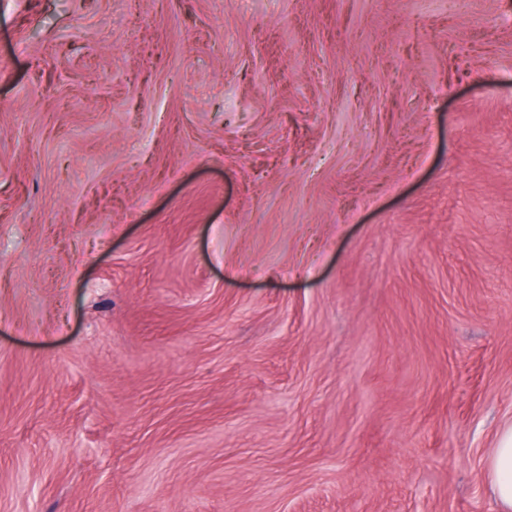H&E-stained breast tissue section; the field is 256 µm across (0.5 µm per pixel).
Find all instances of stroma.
Segmentation results:
<instances>
[{"label":"stroma","mask_w":512,"mask_h":512,"mask_svg":"<svg viewBox=\"0 0 512 512\" xmlns=\"http://www.w3.org/2000/svg\"><path fill=\"white\" fill-rule=\"evenodd\" d=\"M512 0H0V512H500Z\"/></svg>","instance_id":"35a3bbf8"}]
</instances>
